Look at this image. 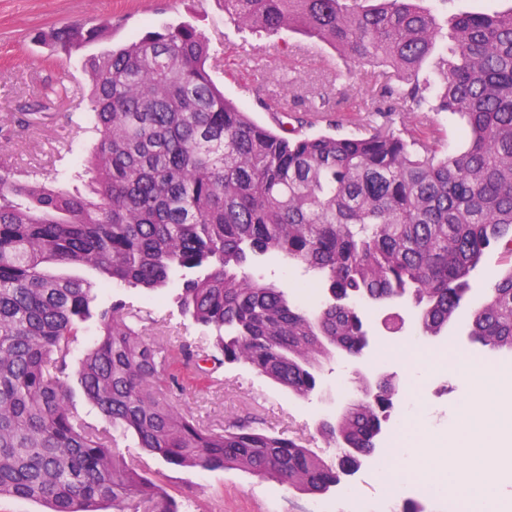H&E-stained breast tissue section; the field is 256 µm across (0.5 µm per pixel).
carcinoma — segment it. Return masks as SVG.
Segmentation results:
<instances>
[{
  "label": "carcinoma",
  "instance_id": "obj_1",
  "mask_svg": "<svg viewBox=\"0 0 512 512\" xmlns=\"http://www.w3.org/2000/svg\"><path fill=\"white\" fill-rule=\"evenodd\" d=\"M418 0H224L242 26L300 31L344 59L383 68L393 103L372 112L443 111L465 122L467 147L370 121L354 135L308 132L317 113L273 131L226 99L206 62L209 41L187 23L87 62L99 139L85 191L41 173L0 172V498L50 512H180L118 449L115 432L181 468H239L322 495L377 447L397 385L377 384L323 431L328 462L300 437L237 418L220 431L177 404L183 379L242 362L296 396L317 386L315 365L367 347L369 308L409 298L419 335H443L491 249L511 264L470 312L468 342L512 352V9L451 17L448 31ZM112 23L43 35L70 54ZM433 60L436 104L419 81ZM284 256L318 277L316 311L245 272ZM95 271V280L56 274ZM181 276L182 316L211 330V350L177 353L144 337L141 310L98 302L108 284L148 291ZM97 337L75 378L69 360L83 324ZM97 409L88 422L78 400Z\"/></svg>",
  "mask_w": 512,
  "mask_h": 512
}]
</instances>
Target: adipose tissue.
<instances>
[{"mask_svg":"<svg viewBox=\"0 0 512 512\" xmlns=\"http://www.w3.org/2000/svg\"><path fill=\"white\" fill-rule=\"evenodd\" d=\"M449 375L469 384L479 395L495 393L500 397L512 394V380H496L494 370L466 364H449ZM512 441V416L486 419L472 412L460 415V433L449 443L448 451L461 463L452 471H444L436 448L420 443L402 462L401 474L422 476L443 488L469 496L480 506V512H504L500 486L488 485L483 475L491 470L512 472V455L501 449L503 441Z\"/></svg>","mask_w":512,"mask_h":512,"instance_id":"obj_1","label":"adipose tissue"}]
</instances>
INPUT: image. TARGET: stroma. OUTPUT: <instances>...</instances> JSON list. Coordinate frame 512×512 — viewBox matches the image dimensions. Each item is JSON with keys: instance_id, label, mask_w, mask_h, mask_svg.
Instances as JSON below:
<instances>
[{"instance_id": "stroma-1", "label": "stroma", "mask_w": 512, "mask_h": 512, "mask_svg": "<svg viewBox=\"0 0 512 512\" xmlns=\"http://www.w3.org/2000/svg\"><path fill=\"white\" fill-rule=\"evenodd\" d=\"M112 20L109 35L71 55H53L37 43L39 32L65 25L91 26ZM189 23L204 33L217 56L209 60L210 74L225 97L254 120L269 128L277 123L262 110V99L280 95L287 108L300 113L309 105L324 106L328 119L315 132L335 129L356 133L368 120V107L382 95L391 79L381 69L342 59L323 43L295 31L269 35L231 23L222 0H0V155L25 171L57 175L60 185L87 156L96 138L89 122V83L84 72L88 58L122 45L148 30ZM393 128L411 125L439 132L448 150L465 148L463 123L447 112L387 116ZM497 251H488L473 278V290L446 335L429 339L430 348L454 341L466 344V323L491 273L506 270ZM247 273L282 288L291 300L318 307L324 293L309 287L310 273L294 262L271 258L246 268ZM123 298L142 310V329L150 340L177 348L184 334L171 290L147 293L114 286L100 294L102 304ZM317 387L307 397L289 395L269 383L249 365H224L213 383L190 378L178 402L200 425L218 429L242 416L275 433L303 438L308 447L330 459L334 445L320 431L322 422L335 421L336 410L362 397L364 379L354 373L346 355L335 353L316 366ZM414 398L434 422L455 420L462 401L472 410L486 406L464 382L436 371L418 380ZM119 448L133 467L160 481L182 512H316L326 503L330 512H352L339 490L316 497L288 485L259 478L242 469L205 471L168 464L138 448L134 437L121 439ZM367 504L393 499L394 512H403L406 495H388L376 477L372 459L344 480Z\"/></svg>"}]
</instances>
